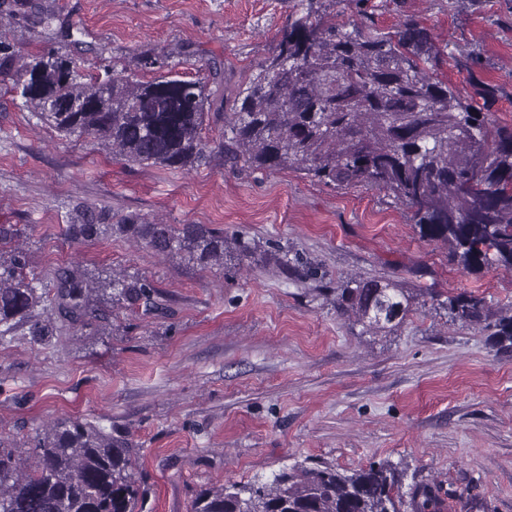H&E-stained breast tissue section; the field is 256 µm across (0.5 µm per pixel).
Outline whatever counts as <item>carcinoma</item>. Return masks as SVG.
Masks as SVG:
<instances>
[{
  "label": "carcinoma",
  "mask_w": 512,
  "mask_h": 512,
  "mask_svg": "<svg viewBox=\"0 0 512 512\" xmlns=\"http://www.w3.org/2000/svg\"><path fill=\"white\" fill-rule=\"evenodd\" d=\"M442 52L427 28L407 17L394 32L364 23L337 26L313 3L298 0L275 51L237 93L224 117V157L253 170H294L349 187L371 186L408 206L422 237L448 245L460 264L512 268V127L494 126L448 83L434 80ZM0 21V74L37 120L63 138H84L135 164L193 169L213 149L202 136L208 97L200 80L167 71L148 81L112 71L83 73L53 52L13 66ZM130 232L156 250L208 265L224 260L228 239L203 224L128 220L69 225L74 240ZM23 251L0 259V342L20 322L42 342L54 325L38 307L44 293L24 275ZM54 309L70 326L94 312L91 295L159 307L145 279L116 277L92 287L71 271L56 274ZM414 298L393 282L346 280L336 309L366 329L391 331ZM453 319L487 320L483 299L460 294L446 305ZM34 457L0 439V503L7 512H136L145 498L136 458L100 425L57 419ZM438 490L406 494L387 462L347 471L296 464L269 482L256 479L200 490L191 512H441Z\"/></svg>",
  "instance_id": "cac0c4a2"
}]
</instances>
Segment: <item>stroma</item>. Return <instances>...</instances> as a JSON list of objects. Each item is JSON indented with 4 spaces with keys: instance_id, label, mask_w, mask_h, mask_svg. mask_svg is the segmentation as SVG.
I'll use <instances>...</instances> for the list:
<instances>
[{
    "instance_id": "1",
    "label": "stroma",
    "mask_w": 512,
    "mask_h": 512,
    "mask_svg": "<svg viewBox=\"0 0 512 512\" xmlns=\"http://www.w3.org/2000/svg\"><path fill=\"white\" fill-rule=\"evenodd\" d=\"M6 27L16 61L55 52L85 70L153 71L168 58L206 85L208 164H131L38 124L0 83V226L25 274L69 269L89 283L145 278L161 310L99 298L102 317L43 344L28 326L0 345V439L22 450L58 418L100 422L137 454L143 512H190L196 493L272 480L294 463L398 467L404 488L436 485L444 512H512V348L452 320L448 297L512 314V270H466L422 238L409 209L368 186L339 189L294 171L225 162L224 112L274 50L288 0H23ZM336 24L384 32L412 16L444 52L436 76L512 126V0H328ZM50 15V28L31 16ZM107 216L204 224L247 242L243 259L203 267L129 233L71 241L69 225ZM385 277L413 294L404 322L369 333L337 311L334 287Z\"/></svg>"
}]
</instances>
